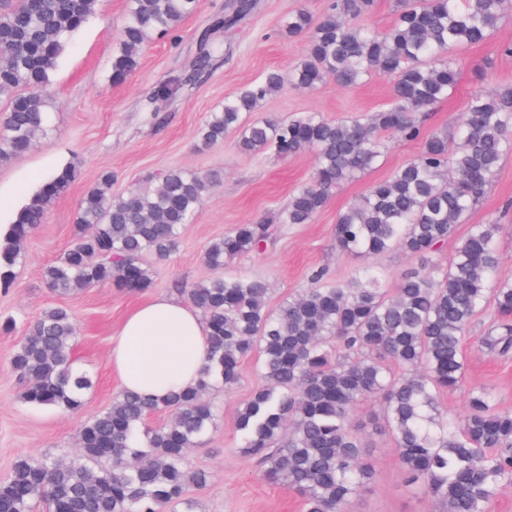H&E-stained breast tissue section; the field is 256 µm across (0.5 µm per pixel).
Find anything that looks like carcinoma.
Listing matches in <instances>:
<instances>
[{"instance_id": "1", "label": "carcinoma", "mask_w": 512, "mask_h": 512, "mask_svg": "<svg viewBox=\"0 0 512 512\" xmlns=\"http://www.w3.org/2000/svg\"><path fill=\"white\" fill-rule=\"evenodd\" d=\"M97 0H18L0 8V97L7 98L0 126V161L31 148L47 123L40 91L49 82L71 36L92 17ZM198 0H129L120 49L110 79L123 83L137 69L152 37L172 35L196 11ZM374 0H328L321 16L305 10L288 16L283 33L307 38L306 52L290 80L310 88L332 77L350 88L372 76L392 80L390 103L366 117L328 121L314 112L288 121L247 119L284 78L268 72L210 113L197 132L202 148L235 137L245 153L286 158L316 152L307 186L256 224H239L211 241L202 261L221 270L228 259L273 243L282 224H308L330 193L371 170L384 155L385 135L420 140L409 163L341 212L336 248L371 259L399 250L417 262L395 295L380 272L364 266L336 284L313 277L310 288L270 311L264 281L214 275L183 289L205 318L212 363L194 387L159 399L132 391L87 421L67 461L18 459L0 482V512H31L41 500L48 512H167L191 508L187 489L208 481L185 464L188 449L214 425L206 398L216 384L228 390L241 365L260 361L264 384L237 418L244 455L263 479L302 496L303 512H347L350 501L374 485L365 458L368 441L352 424L354 405L378 396L401 470L421 484L444 512H488L505 484H512V412L496 409L486 390L469 394L464 415L452 416L441 394L464 384L463 339L471 321L490 310L483 344L512 349V280L497 277L500 225L474 224L439 270L432 255L482 200L500 162L512 153V84L471 96L457 135L423 134L419 114L448 96L459 81L449 52L485 43L502 18L503 0H401L387 29L363 21ZM256 8L236 0L209 23L198 46L199 74L216 61L217 37ZM77 169L68 165L48 178L0 237V276L9 280L23 247L64 195ZM221 173L170 168L151 190L112 195L105 174L79 203L75 240L43 271L50 290L67 296L110 284L140 291L151 285L141 257L169 259L183 227L198 215ZM77 323L64 306L48 308L24 327L9 364L26 383L23 399L63 415L79 412L91 378L74 365ZM405 370L397 376L388 363ZM161 412L170 419L153 425Z\"/></svg>"}]
</instances>
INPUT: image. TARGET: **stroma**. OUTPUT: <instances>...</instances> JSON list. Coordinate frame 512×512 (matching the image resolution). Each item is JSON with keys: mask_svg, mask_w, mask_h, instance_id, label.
<instances>
[{"mask_svg": "<svg viewBox=\"0 0 512 512\" xmlns=\"http://www.w3.org/2000/svg\"><path fill=\"white\" fill-rule=\"evenodd\" d=\"M228 0H199L194 14L179 25L175 37L153 38L146 44L139 67L119 85L109 79L112 56L129 0H99L94 16L72 38L43 90L50 120L47 131L27 152L0 162V229H8L16 212L36 194L41 183L57 170L77 163L79 170L69 192L53 200L45 221L25 244L10 284L0 285V319L17 324L0 332V479L7 477L24 456L65 460L76 450L80 427L111 403L119 392L111 377V341L128 312L151 297L175 292L211 277L201 254L212 240L239 224H253L277 212L315 171V155L307 150L281 158L272 153H241L234 139L198 149L196 133L225 98L257 82L271 70L289 73L305 52V37L287 38L281 24L288 14L306 10L320 15L326 0H258L254 12L223 37L217 65L200 80L188 84L196 58V39ZM512 41V0L492 38L481 45L457 49V88L421 114L424 132H454L464 119L469 97L504 83H512V57L502 56L500 44ZM391 81L375 76L351 88L326 79L315 88L291 85L263 100L257 117L284 120L315 112L328 120L376 112L390 102ZM420 141L388 138L387 150L371 171L334 189L309 224L281 225L275 242L265 250L234 258L224 265L227 276H249L268 283V309L310 286L314 270L326 272L327 283L346 280L363 261L337 250L333 226L337 215L365 194L371 185L388 178L412 161ZM182 167L200 174L224 172L223 181L206 195L198 216L185 225L177 253L169 261L145 255L152 285L128 292L111 286L86 288L68 296L51 292L42 274L73 242L78 205L101 175L114 177L113 194L146 188L160 173ZM496 222L499 274L512 279V154L505 156L482 203L433 256L435 265L449 258L472 225ZM64 306L78 322L74 349L76 366L93 381L83 408L64 416L48 407L29 405L9 366V358L23 336L24 324L44 309ZM489 325L487 314L477 315L464 340L465 388L444 394L443 408L462 415L467 391L491 390L496 406L512 411V355L497 356L481 345ZM261 384L254 360L242 366L239 383L231 390L211 392L218 417L186 463L210 475L206 486L189 487L192 512H302L299 495L288 487L265 481L261 468L241 452L237 429L239 410ZM355 425L366 428L368 451L377 483L358 495L349 512H442V506L423 491L409 486L397 464L391 436L384 430L381 406L360 401L353 411Z\"/></svg>", "mask_w": 512, "mask_h": 512, "instance_id": "35a3bbf8", "label": "stroma"}]
</instances>
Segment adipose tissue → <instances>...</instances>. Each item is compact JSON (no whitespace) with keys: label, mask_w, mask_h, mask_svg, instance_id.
Returning a JSON list of instances; mask_svg holds the SVG:
<instances>
[{"label":"adipose tissue","mask_w":512,"mask_h":512,"mask_svg":"<svg viewBox=\"0 0 512 512\" xmlns=\"http://www.w3.org/2000/svg\"><path fill=\"white\" fill-rule=\"evenodd\" d=\"M210 363L204 322L179 298L159 295L124 319L110 347L121 390L154 398L195 386Z\"/></svg>","instance_id":"1"}]
</instances>
